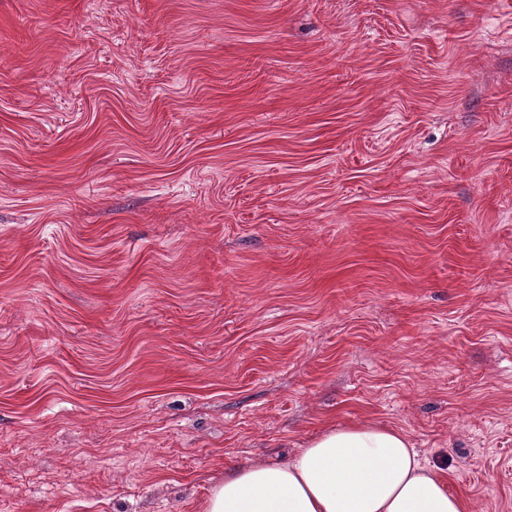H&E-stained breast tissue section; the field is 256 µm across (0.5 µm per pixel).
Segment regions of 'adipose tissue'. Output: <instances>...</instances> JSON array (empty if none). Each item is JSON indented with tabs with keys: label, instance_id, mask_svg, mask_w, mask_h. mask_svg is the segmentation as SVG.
<instances>
[{
	"label": "adipose tissue",
	"instance_id": "ef3b65f1",
	"mask_svg": "<svg viewBox=\"0 0 512 512\" xmlns=\"http://www.w3.org/2000/svg\"><path fill=\"white\" fill-rule=\"evenodd\" d=\"M203 512H466L401 431L327 429L290 461L233 465Z\"/></svg>",
	"mask_w": 512,
	"mask_h": 512
}]
</instances>
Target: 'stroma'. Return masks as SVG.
<instances>
[{
    "label": "stroma",
    "mask_w": 512,
    "mask_h": 512,
    "mask_svg": "<svg viewBox=\"0 0 512 512\" xmlns=\"http://www.w3.org/2000/svg\"><path fill=\"white\" fill-rule=\"evenodd\" d=\"M360 423L512 512V0H0V512Z\"/></svg>",
    "instance_id": "35a3bbf8"
}]
</instances>
